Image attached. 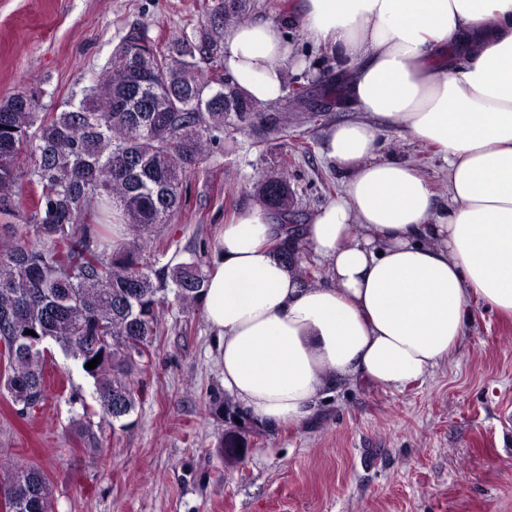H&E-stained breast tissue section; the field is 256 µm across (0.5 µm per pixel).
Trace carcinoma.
I'll list each match as a JSON object with an SVG mask.
<instances>
[{
	"instance_id": "obj_1",
	"label": "carcinoma",
	"mask_w": 512,
	"mask_h": 512,
	"mask_svg": "<svg viewBox=\"0 0 512 512\" xmlns=\"http://www.w3.org/2000/svg\"><path fill=\"white\" fill-rule=\"evenodd\" d=\"M248 0H224L219 21L245 22ZM217 62V43L185 37L160 48L131 30L111 66L78 104L42 111L41 92L0 100V358L4 386L27 410L45 398L46 344L85 365L102 416L121 423L137 407L133 376L145 372L163 336V311L194 307L207 274L202 257L160 269L144 261L156 229L180 211L182 177L200 168L224 123L259 111ZM278 216L283 258H300L288 223L294 194L288 165L253 188ZM125 241L112 247V213ZM34 331L35 335L28 334ZM49 476L34 465L0 461L3 512H52Z\"/></svg>"
}]
</instances>
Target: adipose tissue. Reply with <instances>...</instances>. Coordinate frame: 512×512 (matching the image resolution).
<instances>
[{
  "label": "adipose tissue",
  "instance_id": "1",
  "mask_svg": "<svg viewBox=\"0 0 512 512\" xmlns=\"http://www.w3.org/2000/svg\"><path fill=\"white\" fill-rule=\"evenodd\" d=\"M292 22L353 107L442 154L448 198L350 121L325 141L344 192L301 227L325 281L272 251L281 227L263 204L224 226L201 305L225 391L269 429L305 422L338 385L397 390L449 362L472 299L512 316V0H301ZM306 65L276 23L224 33V66L257 105Z\"/></svg>",
  "mask_w": 512,
  "mask_h": 512
}]
</instances>
